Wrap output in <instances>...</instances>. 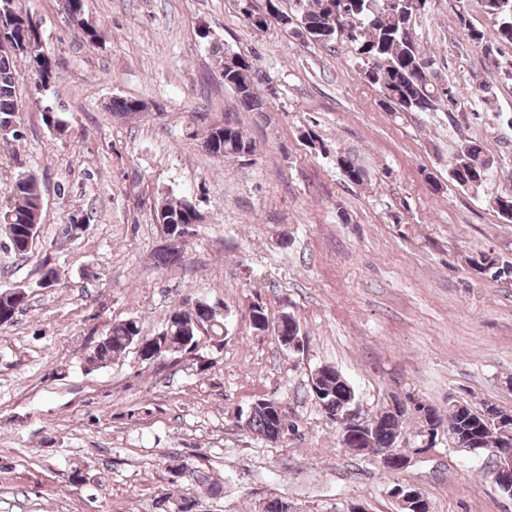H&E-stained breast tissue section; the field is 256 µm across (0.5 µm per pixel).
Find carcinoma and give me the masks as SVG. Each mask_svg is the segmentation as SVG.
<instances>
[{
	"label": "carcinoma",
	"mask_w": 512,
	"mask_h": 512,
	"mask_svg": "<svg viewBox=\"0 0 512 512\" xmlns=\"http://www.w3.org/2000/svg\"><path fill=\"white\" fill-rule=\"evenodd\" d=\"M300 13L289 15L280 10L278 0H272L274 19L285 27L312 42L330 44L340 38L348 40L354 48L359 70L366 83L375 87L382 102L392 112H447L461 108L463 101L472 97L489 102L493 96L487 84H478L465 93L459 88L437 85L435 57L420 47L414 26L412 0H296ZM480 7L494 21L493 33L467 24L465 0H448V8L464 26L470 41L481 47L490 57L497 51L496 44L512 43V0H478ZM71 21L85 42L93 43L100 38L97 27L85 19V0H69ZM30 12L19 6V0H9V7L0 8V128L11 129L14 140L21 134L17 129L18 102L16 88L22 78L19 65L30 66V59L21 48L24 38L32 35L28 27ZM211 52L216 57L224 85L236 95L242 108L260 112L264 105L257 93V70L252 62L235 54L219 43H212ZM30 73L40 85L55 82L56 62L47 55L36 61ZM202 147L217 158H239L254 154L255 145L243 131L230 121L211 125ZM340 168L348 181L363 182V169L344 157L339 159ZM495 161L486 155L481 145L473 140L462 143L459 151L448 164V181L463 189L479 190L492 176ZM493 207L499 215L512 221V194L496 196ZM12 214L6 223L9 248L18 256H25L31 249L37 226L42 216V191L39 181L32 174L17 177L10 188L6 204ZM155 220L165 229L169 225L191 224L195 221L194 210L184 200L167 201L160 205ZM25 293L13 295L0 293V326L12 322L24 307ZM182 314L175 308L170 315ZM184 315V314H182ZM186 322L174 321L165 325L162 332L145 336L137 321L129 319L112 325L106 336L97 342V367H105L135 345L140 356L150 361L155 348L168 341L184 346L190 353L199 346V328L206 329L215 343L224 341V322L216 308L206 302L197 303L184 315ZM312 390L319 392L315 399L327 403V414L355 397L353 387L336 369L325 367L312 379ZM406 408L390 410L379 419V429L374 434L371 452L379 454L391 447L393 438L401 434L402 419ZM424 417L433 424L448 427L450 440L472 435L479 448L494 451H512V434L487 425L479 416V410L467 404L454 406L440 415L428 407ZM246 426L265 439H275L282 430L278 411L271 406H257L245 418Z\"/></svg>",
	"instance_id": "cac0c4a2"
}]
</instances>
